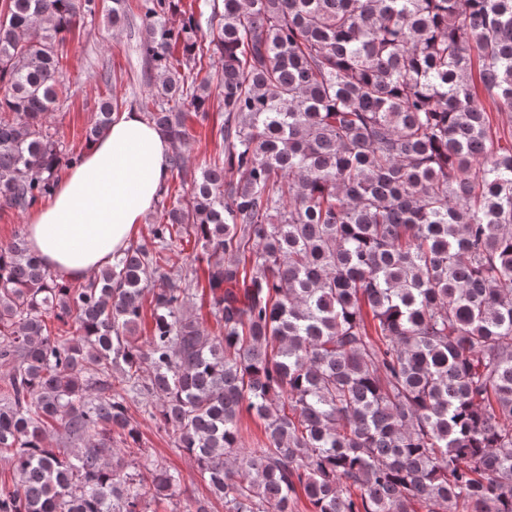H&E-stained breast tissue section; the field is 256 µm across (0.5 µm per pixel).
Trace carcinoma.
Listing matches in <instances>:
<instances>
[{
    "instance_id": "cac0c4a2",
    "label": "carcinoma",
    "mask_w": 512,
    "mask_h": 512,
    "mask_svg": "<svg viewBox=\"0 0 512 512\" xmlns=\"http://www.w3.org/2000/svg\"><path fill=\"white\" fill-rule=\"evenodd\" d=\"M96 7L0 0L1 210L51 199L81 159L47 118ZM178 8L112 0L108 18L137 26L157 80L130 107L187 202L160 187L149 241L83 282L22 232L0 244V512L178 495L177 471L125 459L139 399L210 493L184 512H292L299 493L309 512H512V135L477 93L512 112V0H201L174 25ZM206 68L223 148L193 167ZM116 107L100 100L86 143ZM190 242L206 268L195 251L167 276ZM241 437L245 448H260L266 441L262 421L245 415L241 420Z\"/></svg>"
}]
</instances>
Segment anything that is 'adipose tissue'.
<instances>
[{"mask_svg": "<svg viewBox=\"0 0 512 512\" xmlns=\"http://www.w3.org/2000/svg\"><path fill=\"white\" fill-rule=\"evenodd\" d=\"M167 150L140 113L114 115L54 197L29 216L30 249L65 279H88L126 248L151 211L169 176Z\"/></svg>", "mask_w": 512, "mask_h": 512, "instance_id": "obj_1", "label": "adipose tissue"}]
</instances>
